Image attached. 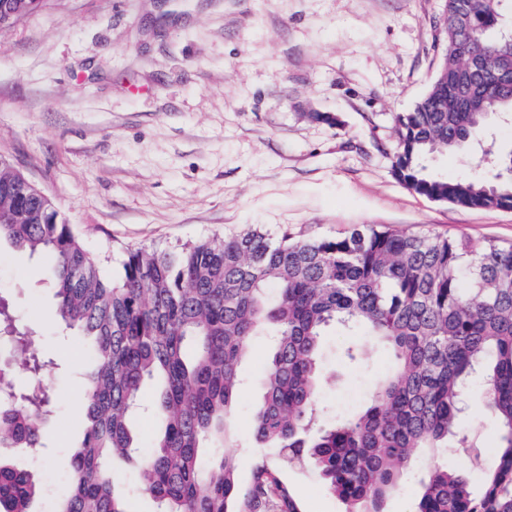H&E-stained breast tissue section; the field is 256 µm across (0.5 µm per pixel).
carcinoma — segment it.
I'll return each mask as SVG.
<instances>
[{
  "mask_svg": "<svg viewBox=\"0 0 512 512\" xmlns=\"http://www.w3.org/2000/svg\"><path fill=\"white\" fill-rule=\"evenodd\" d=\"M508 0H445L438 74L412 111L395 115V178L431 200L468 209L512 210V150L498 155L495 181L448 180L426 171L428 155L469 146L494 116L512 111L501 80L512 66V35L501 32ZM480 21L469 52L483 69L466 111L452 87L460 7ZM24 209L26 217L9 223ZM52 257L61 321L90 343L83 440L70 460L68 494L52 512H131L114 494L113 465L139 448L134 412L143 385L163 388L152 412L162 423L139 459L141 488L160 512H302L277 471L257 468L240 491L233 455L219 447L240 391L250 337L274 336L253 437L318 471L344 512H383L401 486L412 450L454 439L463 393L478 374L499 442L479 465L482 492L446 467L429 469L413 512H512V245L366 228L336 239H273L251 229L171 252L128 253L121 278L104 276L55 206L30 197L0 162V243ZM332 326L360 329L382 344L391 371L364 407L320 424V351ZM25 354L0 367V446L41 447L52 401L40 385L45 360L0 302V344ZM28 383L15 381L16 370ZM216 444L206 460L199 448ZM38 472L0 458V512H31Z\"/></svg>",
  "mask_w": 512,
  "mask_h": 512,
  "instance_id": "cac0c4a2",
  "label": "carcinoma"
}]
</instances>
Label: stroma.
I'll use <instances>...</instances> for the list:
<instances>
[{
  "label": "stroma",
  "mask_w": 512,
  "mask_h": 512,
  "mask_svg": "<svg viewBox=\"0 0 512 512\" xmlns=\"http://www.w3.org/2000/svg\"><path fill=\"white\" fill-rule=\"evenodd\" d=\"M444 0H46L0 30V158L51 197L118 278L129 250L180 247L258 229L333 238L367 225L512 245V210H472L408 190L392 173L394 117L438 72ZM432 176L493 181L471 149L427 160ZM0 295L53 359L54 411L40 449L9 448L44 476L34 512H52L82 439L83 383L94 358L54 315L46 260L0 245ZM359 344L349 361L345 350ZM271 341L252 337L224 445L240 487L278 471L303 512H343L309 466H283L252 436ZM391 363L357 332L323 340L322 407L347 417ZM474 384L459 428L483 447L498 436ZM471 471L466 449L413 453L384 512H412L432 465Z\"/></svg>",
  "instance_id": "35a3bbf8"
}]
</instances>
